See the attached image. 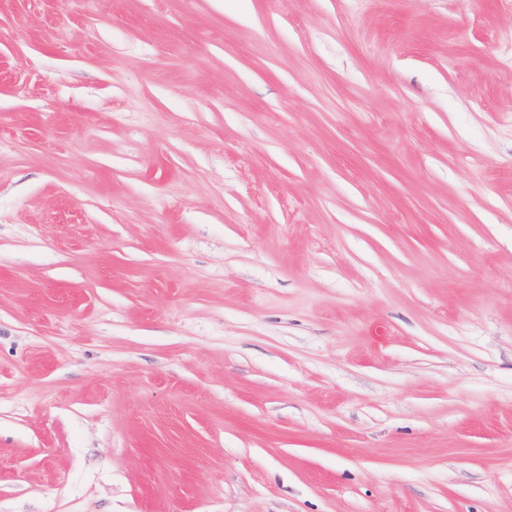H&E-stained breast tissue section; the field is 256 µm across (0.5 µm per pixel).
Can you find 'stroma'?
I'll list each match as a JSON object with an SVG mask.
<instances>
[{
	"mask_svg": "<svg viewBox=\"0 0 512 512\" xmlns=\"http://www.w3.org/2000/svg\"><path fill=\"white\" fill-rule=\"evenodd\" d=\"M0 512H512V0H0Z\"/></svg>",
	"mask_w": 512,
	"mask_h": 512,
	"instance_id": "stroma-1",
	"label": "stroma"
}]
</instances>
